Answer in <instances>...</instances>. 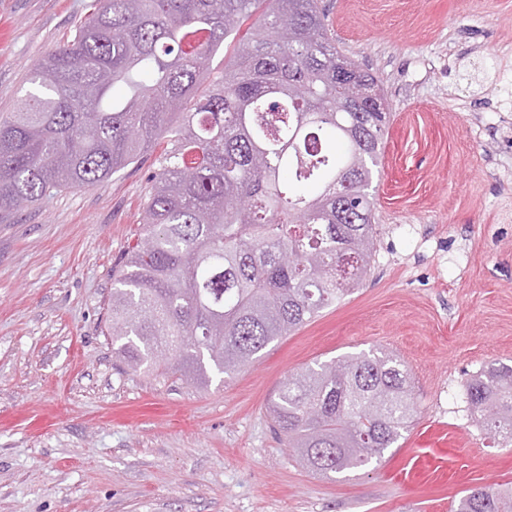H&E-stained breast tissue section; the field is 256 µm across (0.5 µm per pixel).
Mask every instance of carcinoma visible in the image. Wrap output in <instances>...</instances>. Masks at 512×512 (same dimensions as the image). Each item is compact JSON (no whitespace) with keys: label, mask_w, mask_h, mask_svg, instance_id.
<instances>
[{"label":"carcinoma","mask_w":512,"mask_h":512,"mask_svg":"<svg viewBox=\"0 0 512 512\" xmlns=\"http://www.w3.org/2000/svg\"><path fill=\"white\" fill-rule=\"evenodd\" d=\"M33 81L0 116L1 211L155 153L144 233L112 283V345L131 368L230 376L370 273L390 113L319 0H92ZM465 391L476 422L511 443L512 365ZM269 409L298 462L327 477L397 443L414 394L398 358L369 350L288 375ZM454 508L512 512V492L472 489Z\"/></svg>","instance_id":"1"}]
</instances>
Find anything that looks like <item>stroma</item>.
<instances>
[{"instance_id":"35a3bbf8","label":"stroma","mask_w":512,"mask_h":512,"mask_svg":"<svg viewBox=\"0 0 512 512\" xmlns=\"http://www.w3.org/2000/svg\"><path fill=\"white\" fill-rule=\"evenodd\" d=\"M89 2L0 0V113ZM321 5L391 112L370 276L202 386L132 370L107 334L153 155L0 213V512H450L465 490L512 489V446L474 421L464 388L512 364V0ZM372 348L404 362L413 420L380 462L314 475L270 400L289 374Z\"/></svg>"}]
</instances>
